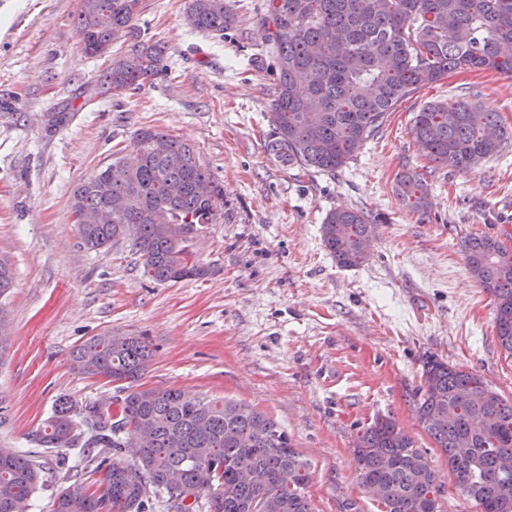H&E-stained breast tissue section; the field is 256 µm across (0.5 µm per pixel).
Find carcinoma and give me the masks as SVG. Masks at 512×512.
Instances as JSON below:
<instances>
[{"label": "carcinoma", "mask_w": 512, "mask_h": 512, "mask_svg": "<svg viewBox=\"0 0 512 512\" xmlns=\"http://www.w3.org/2000/svg\"><path fill=\"white\" fill-rule=\"evenodd\" d=\"M140 0H79L76 27L89 55L135 31ZM191 28L224 36L230 15L224 0H188ZM261 40L276 63L277 82L269 121L272 151L306 171L336 173L385 123L406 97L456 69L492 70L512 76V0H269ZM163 69V50L143 43L115 58L99 75L105 94L137 90ZM412 134L429 158L471 171L502 152L512 140L496 112L462 98L431 101L414 116ZM140 153L126 179L98 186L109 167L79 183L72 213L112 211L104 224H80L81 244L97 251L129 239L145 273L162 283L202 278L208 268L190 248V234L211 224L224 190L199 164L188 143L157 129L134 134ZM210 188L205 198L199 188ZM398 195L415 212L429 207L427 180L416 172L397 179ZM369 216L334 209L323 221V240L345 268L366 261ZM470 273L497 300L495 328L512 355V253L491 236L462 244ZM14 284L10 263L0 259V299ZM151 357L134 337L94 336L74 354L75 368L117 385L119 395L79 407L59 403L34 434L42 448L80 446L83 468L100 474L98 488L63 489L53 512H152V497L164 492L177 512H190L171 492L178 476L193 500L211 498V512H311L306 496L310 465L270 416L225 398L187 397L179 389H143L137 381ZM418 417L441 448L456 488L479 512H501L512 502V477L497 473V454L512 455V402L481 378L434 358L422 368ZM489 423L480 429V421ZM470 441V464L461 470L455 444ZM359 480L375 489L384 512H439L436 474L428 489L415 470L422 456L412 438L388 417H378L354 448ZM296 472L295 485L247 488L245 468L272 475ZM41 463L0 448V512L31 505Z\"/></svg>", "instance_id": "obj_1"}]
</instances>
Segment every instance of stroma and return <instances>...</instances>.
I'll list each match as a JSON object with an SVG mask.
<instances>
[{
  "label": "stroma",
  "mask_w": 512,
  "mask_h": 512,
  "mask_svg": "<svg viewBox=\"0 0 512 512\" xmlns=\"http://www.w3.org/2000/svg\"><path fill=\"white\" fill-rule=\"evenodd\" d=\"M186 3L141 0L136 35L95 57L80 46L77 0H0V100L11 105L0 112V257L14 271L0 310V444L43 465L32 512H52L57 491L94 480L70 467L75 451L29 436L57 400L116 396L115 384L71 365L73 350L104 333L151 346L143 387L230 398L276 419L310 465L312 512H381L359 484L354 448L384 415L435 470L441 512H477L415 408L429 356L512 400L495 301L462 253L471 235L512 251V145L460 171L427 159L411 125L425 103L471 94L511 128L512 78L448 73L402 101L341 171L305 173L268 150L274 58L258 34L268 0H225L233 22L220 39L189 28ZM141 41L164 47V70L120 98L98 94L112 57ZM54 112L73 118L51 133ZM141 128L192 144L224 190L214 223L192 239L204 278L156 282L127 241L80 246L75 186L129 155ZM405 171L427 179V212L398 199ZM338 208L375 221L360 266H338L323 242V220Z\"/></svg>",
  "instance_id": "1"
}]
</instances>
